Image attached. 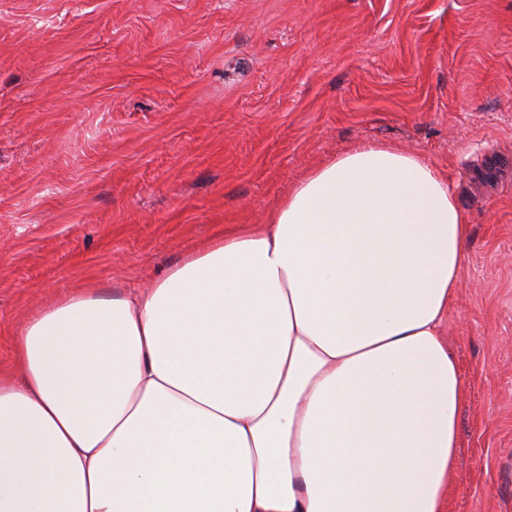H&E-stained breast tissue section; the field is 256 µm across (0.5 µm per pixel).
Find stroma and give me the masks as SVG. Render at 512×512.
Listing matches in <instances>:
<instances>
[{"mask_svg": "<svg viewBox=\"0 0 512 512\" xmlns=\"http://www.w3.org/2000/svg\"><path fill=\"white\" fill-rule=\"evenodd\" d=\"M365 143L470 225L448 512H512V0H0V375L26 314L153 283Z\"/></svg>", "mask_w": 512, "mask_h": 512, "instance_id": "stroma-1", "label": "stroma"}]
</instances>
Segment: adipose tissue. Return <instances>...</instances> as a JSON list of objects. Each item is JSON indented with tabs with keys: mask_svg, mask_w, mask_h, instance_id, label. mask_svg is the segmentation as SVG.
<instances>
[{
	"mask_svg": "<svg viewBox=\"0 0 512 512\" xmlns=\"http://www.w3.org/2000/svg\"><path fill=\"white\" fill-rule=\"evenodd\" d=\"M469 226L362 144L150 286L28 316L0 377V512H444Z\"/></svg>",
	"mask_w": 512,
	"mask_h": 512,
	"instance_id": "1",
	"label": "adipose tissue"
}]
</instances>
